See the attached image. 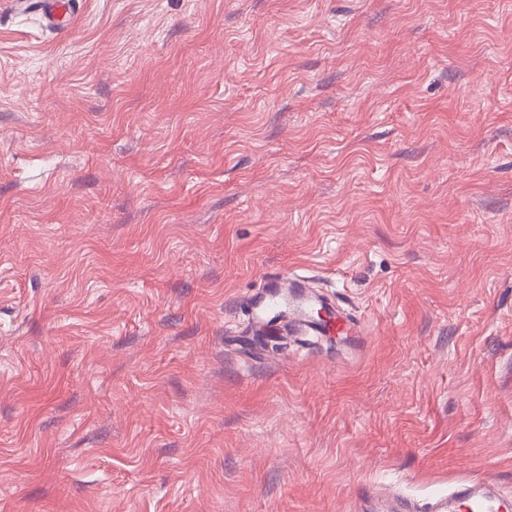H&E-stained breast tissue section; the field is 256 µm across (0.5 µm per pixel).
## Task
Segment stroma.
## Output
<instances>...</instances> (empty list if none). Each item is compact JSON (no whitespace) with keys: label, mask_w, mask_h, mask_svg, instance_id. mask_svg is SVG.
I'll return each mask as SVG.
<instances>
[{"label":"stroma","mask_w":512,"mask_h":512,"mask_svg":"<svg viewBox=\"0 0 512 512\" xmlns=\"http://www.w3.org/2000/svg\"><path fill=\"white\" fill-rule=\"evenodd\" d=\"M0 0V512L512 492V0ZM361 319L274 353L268 274Z\"/></svg>","instance_id":"obj_1"}]
</instances>
